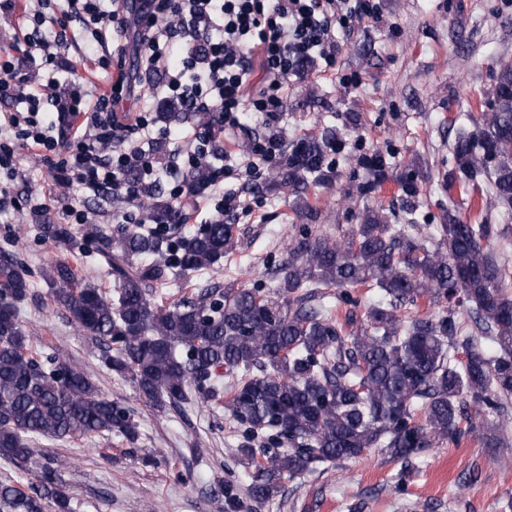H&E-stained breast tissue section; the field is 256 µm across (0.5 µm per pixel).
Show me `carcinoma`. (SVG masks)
Here are the masks:
<instances>
[{
	"label": "carcinoma",
	"mask_w": 512,
	"mask_h": 512,
	"mask_svg": "<svg viewBox=\"0 0 512 512\" xmlns=\"http://www.w3.org/2000/svg\"><path fill=\"white\" fill-rule=\"evenodd\" d=\"M208 112H164L167 123ZM332 136H305L273 166L271 186L306 189L331 181ZM450 181L464 188L488 178L490 198L512 207V69H503L494 106L482 126L461 132L452 147ZM154 222L102 240L115 285L78 278L64 259L41 270L68 321L101 339L102 365L128 381L142 400L163 411L208 403L223 395L218 369L237 377L227 409L248 426L237 462L254 472L250 495L266 501L282 482L319 464L356 459L378 448L401 463L461 434L464 409L495 413L512 402V266L500 263L493 224L442 217L424 236L416 221L397 230L368 210L345 242L308 234L293 251L276 295L255 288L199 285L194 295L155 306L148 289L212 270L233 253V227L216 218L176 237L183 210L144 191ZM59 250L72 245L68 224H44ZM366 287L380 294L366 323L348 332L329 311L331 288ZM26 271L0 253V458L24 461L39 439L120 435L133 443V410L106 397L91 375L53 354H32L34 336L19 319L28 297ZM426 299L441 316L404 317L402 305ZM57 467L43 466L30 492L0 483V512H74L58 483Z\"/></svg>",
	"instance_id": "carcinoma-1"
}]
</instances>
